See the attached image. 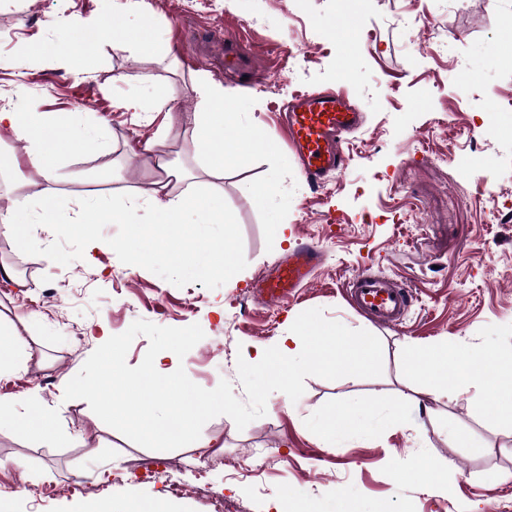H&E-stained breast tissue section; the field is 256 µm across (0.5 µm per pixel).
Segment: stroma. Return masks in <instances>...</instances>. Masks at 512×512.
<instances>
[{
    "mask_svg": "<svg viewBox=\"0 0 512 512\" xmlns=\"http://www.w3.org/2000/svg\"><path fill=\"white\" fill-rule=\"evenodd\" d=\"M150 35L174 59L114 52L116 39L142 29L113 15L112 0H0V107L23 101L70 113L97 129L103 145L74 151L59 142L57 200L146 193L155 178L132 148L166 121L131 109L171 92L179 112L197 105L196 78L220 81L240 99L242 120L272 150L226 171L219 185L231 223L208 228L230 245L233 278H188L161 253L131 257L130 227L106 222L48 224L6 262L27 285L0 277V331L24 339L21 364L0 377V400L24 414L37 395L50 415V439L0 427V496L14 512H77L88 500L162 499L176 512H209L197 491L224 496L244 512H268L272 500L314 504L318 512H512V425L495 405L476 411L472 392H452L419 408L420 380L404 366L423 347L445 344L466 355L491 352L486 369L512 382V0H140ZM112 17L111 32L80 38L94 63L85 73L57 56L71 16ZM243 31L257 69L223 74L225 32ZM344 88L364 124L349 159L323 187L306 182L276 113L292 95ZM0 211L23 185L29 207L47 187L27 160V144L0 135ZM479 175L496 196L473 200L459 185ZM266 187V199L244 183ZM286 225L287 242L271 235ZM324 264L300 295L280 306L254 297V285L301 238ZM402 280L415 293L401 325L385 328L357 312L344 289L359 272ZM316 318L376 335L383 373L375 378L309 377L298 401L269 395L265 416L237 429L230 417L208 421L207 448L156 451L106 425L87 401L65 399L72 379L99 347L136 320L165 327L199 324L205 333L184 357L188 377L211 390L229 381L245 399L239 352L275 349L289 322ZM350 423L380 418L369 436L324 442L316 422L336 407ZM426 458L448 480L419 476ZM85 491L72 492L80 477ZM185 487L171 495L168 482Z\"/></svg>",
    "mask_w": 512,
    "mask_h": 512,
    "instance_id": "obj_1",
    "label": "stroma"
}]
</instances>
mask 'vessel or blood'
<instances>
[{
  "mask_svg": "<svg viewBox=\"0 0 512 512\" xmlns=\"http://www.w3.org/2000/svg\"><path fill=\"white\" fill-rule=\"evenodd\" d=\"M251 48L232 35L224 49V69L236 72L251 66ZM361 112L352 106L343 90L311 91L289 101L280 127L288 136L290 151L306 180L321 186L326 178L344 168L343 145L348 134L361 128ZM324 255L313 243H299L278 262L275 272L257 287L258 298L280 305L306 287L322 266ZM353 307L376 323L397 326L413 298L412 291L396 279L365 271L355 276L350 288Z\"/></svg>",
  "mask_w": 512,
  "mask_h": 512,
  "instance_id": "1",
  "label": "vessel or blood"
}]
</instances>
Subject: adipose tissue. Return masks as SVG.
Wrapping results in <instances>:
<instances>
[{
  "label": "adipose tissue",
  "instance_id": "ef3b65f1",
  "mask_svg": "<svg viewBox=\"0 0 512 512\" xmlns=\"http://www.w3.org/2000/svg\"><path fill=\"white\" fill-rule=\"evenodd\" d=\"M194 91L198 104L190 116L176 112L170 100H156L152 111L166 112L169 125L189 122L192 140L198 152L202 168L210 175L238 167L249 153L267 149L268 144L256 132L243 128L239 122L237 99L223 85L204 79L197 80ZM66 128L74 149L87 150L99 147L97 134L80 127L69 115L43 113L36 108L25 112L0 109V128L8 129L17 139L27 141L28 163L37 170L49 187L44 191V203L40 210L29 209L24 198H16L6 212L0 213V236L7 239L17 250L28 247L26 231L35 224H101L111 218L121 217L124 223L136 221L140 204H147L156 214L153 239L165 249L174 265L183 267L199 279L216 273L232 275L236 255L229 245L214 242L202 247L190 246L178 233L188 214L195 213L204 224H226L230 217L224 210V193L220 190L199 192L186 189L176 191L170 178L174 171L165 160L157 166L163 179L153 183L146 195L130 194L121 201L120 208H111L106 200L78 203L76 211L65 214L57 201L51 185L56 182L59 164L51 147L49 136L58 128ZM410 375L418 376L432 371L431 382L422 387L425 396L438 398L448 390H465L480 387L486 390L498 388L496 375L488 371L465 369L457 355L445 346L420 350L407 364Z\"/></svg>",
  "mask_w": 512,
  "mask_h": 512
}]
</instances>
